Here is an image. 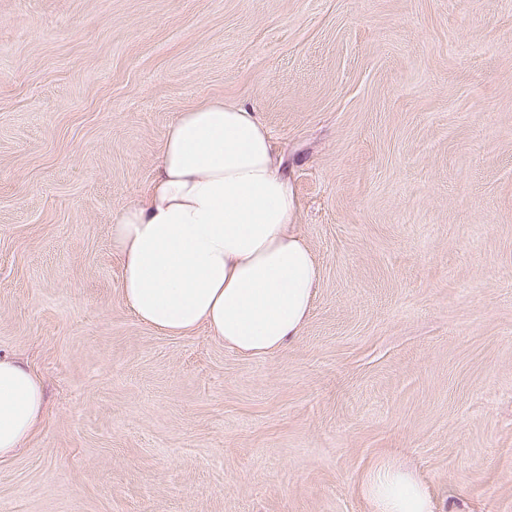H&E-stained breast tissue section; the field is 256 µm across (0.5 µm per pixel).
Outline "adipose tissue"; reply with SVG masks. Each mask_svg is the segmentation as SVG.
<instances>
[{"mask_svg": "<svg viewBox=\"0 0 512 512\" xmlns=\"http://www.w3.org/2000/svg\"><path fill=\"white\" fill-rule=\"evenodd\" d=\"M298 208L253 107L213 100L178 113L146 192L112 220L121 300L171 336L203 327L245 357L280 352L301 336L320 276L294 229ZM43 403L38 377L0 354V460L34 433ZM362 491L372 512H436L421 479L389 459Z\"/></svg>", "mask_w": 512, "mask_h": 512, "instance_id": "obj_1", "label": "adipose tissue"}]
</instances>
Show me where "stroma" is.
I'll use <instances>...</instances> for the list:
<instances>
[{
  "instance_id": "35a3bbf8",
  "label": "stroma",
  "mask_w": 512,
  "mask_h": 512,
  "mask_svg": "<svg viewBox=\"0 0 512 512\" xmlns=\"http://www.w3.org/2000/svg\"><path fill=\"white\" fill-rule=\"evenodd\" d=\"M211 99L320 269L272 356L118 297L111 221ZM0 353L46 404L0 512H371L388 456L512 512V0H0Z\"/></svg>"
}]
</instances>
